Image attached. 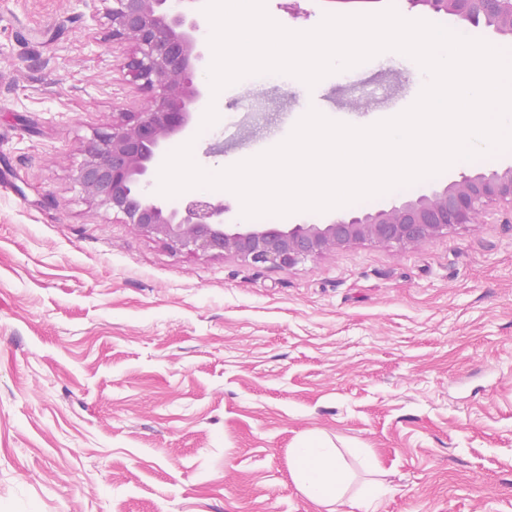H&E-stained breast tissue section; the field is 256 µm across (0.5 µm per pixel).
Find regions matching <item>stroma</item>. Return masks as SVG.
<instances>
[{
  "label": "stroma",
  "mask_w": 512,
  "mask_h": 512,
  "mask_svg": "<svg viewBox=\"0 0 512 512\" xmlns=\"http://www.w3.org/2000/svg\"><path fill=\"white\" fill-rule=\"evenodd\" d=\"M408 0H266L289 30ZM104 0H0V512H320L290 452L327 437L369 512H512V223L290 269L171 248L87 199L82 148L144 96ZM385 78L393 117L422 86ZM305 83L224 88L247 140L286 139Z\"/></svg>",
  "instance_id": "stroma-1"
}]
</instances>
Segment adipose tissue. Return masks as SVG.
Here are the masks:
<instances>
[{
  "label": "adipose tissue",
  "mask_w": 512,
  "mask_h": 512,
  "mask_svg": "<svg viewBox=\"0 0 512 512\" xmlns=\"http://www.w3.org/2000/svg\"><path fill=\"white\" fill-rule=\"evenodd\" d=\"M291 471L297 490L326 512H345L349 479L334 448L308 436L293 450Z\"/></svg>",
  "instance_id": "1"
}]
</instances>
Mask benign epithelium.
I'll list each match as a JSON object with an SVG mask.
<instances>
[{
  "label": "benign epithelium",
  "mask_w": 512,
  "mask_h": 512,
  "mask_svg": "<svg viewBox=\"0 0 512 512\" xmlns=\"http://www.w3.org/2000/svg\"><path fill=\"white\" fill-rule=\"evenodd\" d=\"M167 0H112L106 15L112 41L128 42L123 68L145 96L135 112L120 113L107 132L84 146L77 173L84 193L124 216L141 232L192 253H229L282 269L357 243L398 250L433 242L452 230L479 223L488 209L512 207V165L487 164L461 173L440 191L389 209L329 224H226L224 204L204 199L160 202L149 188L170 141L186 137L193 111L206 91L193 80L204 50L194 33L203 18L172 13ZM456 25L478 22L512 36V0H409Z\"/></svg>",
  "instance_id": "obj_1"
}]
</instances>
